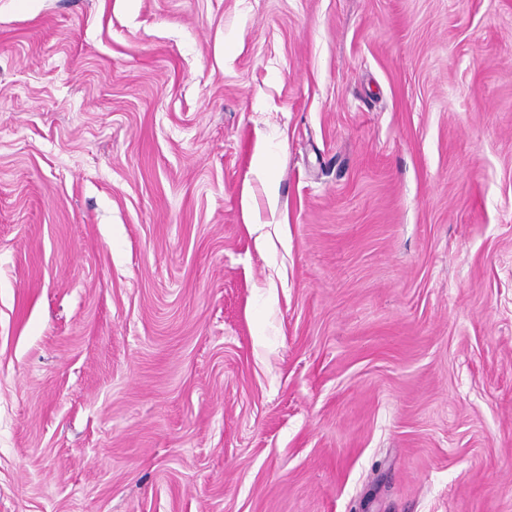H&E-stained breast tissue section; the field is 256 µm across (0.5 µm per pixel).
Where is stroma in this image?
<instances>
[{"label": "stroma", "instance_id": "obj_1", "mask_svg": "<svg viewBox=\"0 0 512 512\" xmlns=\"http://www.w3.org/2000/svg\"><path fill=\"white\" fill-rule=\"evenodd\" d=\"M0 512H512V0H0Z\"/></svg>", "mask_w": 512, "mask_h": 512}]
</instances>
